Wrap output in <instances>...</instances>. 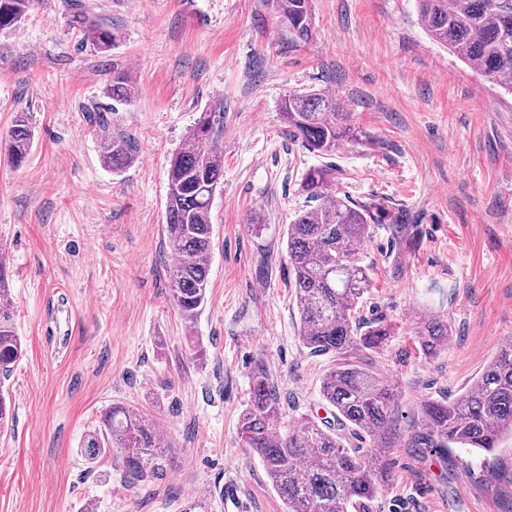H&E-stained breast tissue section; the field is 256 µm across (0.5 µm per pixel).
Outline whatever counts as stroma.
Listing matches in <instances>:
<instances>
[{
    "label": "stroma",
    "instance_id": "1",
    "mask_svg": "<svg viewBox=\"0 0 512 512\" xmlns=\"http://www.w3.org/2000/svg\"><path fill=\"white\" fill-rule=\"evenodd\" d=\"M77 4L118 31L108 52L69 27ZM311 9L306 42L262 0H34L0 31V134L21 111L35 128L21 167L0 160V253L25 349L0 382L13 415L0 512H224L228 482L247 512H286L239 419L259 361L285 423L332 416L319 387L336 359L298 338L283 243L314 205L300 188L311 167L329 169L326 194L373 211L362 315L391 334L367 361L395 389L404 435L421 400L459 397L512 339V95L433 42L414 0ZM116 73L132 102L105 96ZM312 88L357 129L328 156L294 139L280 112L285 95ZM219 106L209 298L188 329L169 298L167 173L198 113ZM109 135L135 146L117 174L100 160ZM424 314L448 322L434 359L415 336ZM116 403L175 443L163 474L135 480L113 456L88 464L83 441ZM387 461L392 479L370 512H504L512 500L511 437L444 461L402 442Z\"/></svg>",
    "mask_w": 512,
    "mask_h": 512
}]
</instances>
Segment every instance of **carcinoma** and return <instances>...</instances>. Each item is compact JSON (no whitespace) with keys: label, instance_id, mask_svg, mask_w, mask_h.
I'll use <instances>...</instances> for the list:
<instances>
[{"label":"carcinoma","instance_id":"cac0c4a2","mask_svg":"<svg viewBox=\"0 0 512 512\" xmlns=\"http://www.w3.org/2000/svg\"><path fill=\"white\" fill-rule=\"evenodd\" d=\"M297 39L315 30L311 0H264ZM428 36L474 67L492 84L512 93V0H415ZM33 0H0V30L19 23ZM70 27L97 50L116 40L112 28L77 12ZM116 102L131 100L134 88L123 74L107 87ZM281 112L294 136L309 151L332 154L354 139L350 113L322 91L290 93ZM221 113L200 112L170 159L166 190V233L176 259L169 269L170 299L187 327L204 309L212 253V207L221 190L224 167L214 152ZM34 130L27 112H18L0 148L8 162L21 166L31 152ZM103 164L119 173L135 159L122 136L100 142ZM329 171H305L301 189L318 201L287 225L288 265L294 275L299 315L298 337L313 354L337 357L320 386L322 400L334 408V422L306 420L298 427L282 421L276 388L258 363L249 375L250 400L240 416L242 440L260 457L287 512H369V505L389 481L378 448H393L402 437L392 390L364 357L390 335L382 321L363 319L368 276L360 254L369 237L367 209L323 190ZM420 347L437 356L448 339V322H417ZM22 355L14 315L0 304V374L7 375ZM423 438L437 448H469L492 453L503 435H512V341L501 346L470 388L455 400H424L418 407ZM351 437H369L368 448H346L336 429ZM89 463L117 450L128 474L144 480L164 469L170 448L158 426L136 407L114 404L85 440Z\"/></svg>","mask_w":512,"mask_h":512}]
</instances>
